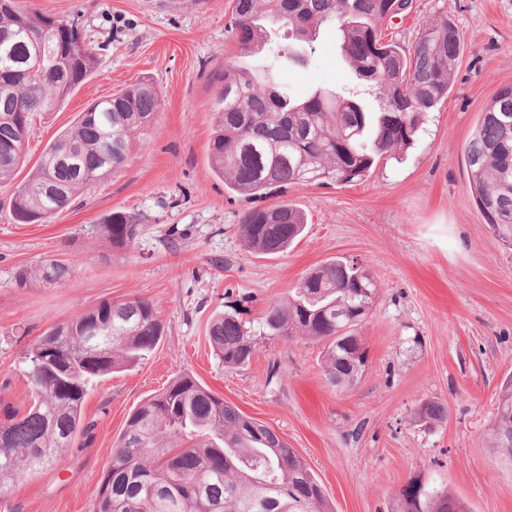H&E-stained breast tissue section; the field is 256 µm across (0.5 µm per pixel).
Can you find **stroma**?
I'll list each match as a JSON object with an SVG mask.
<instances>
[{
	"mask_svg": "<svg viewBox=\"0 0 512 512\" xmlns=\"http://www.w3.org/2000/svg\"><path fill=\"white\" fill-rule=\"evenodd\" d=\"M20 3L78 18L98 64L56 111L36 118L23 166L0 183V410L29 405L26 355L55 324L140 298L164 333L147 360L93 383L83 408L93 430L20 478L0 512H92L128 417L183 374L276 431L335 512H401L412 482L450 492L472 512H512V463L491 439L498 392L512 378V240L477 204L464 156L485 107L512 85V0H409L383 20L384 38L408 47L424 21L448 13L462 40L448 97L413 146L364 180L280 192L307 227L276 256L248 248L239 229L241 214L266 200L230 191L208 163L224 62L236 56L232 0ZM143 77L158 86L161 105L126 163L48 222L18 223L12 199L45 147L92 101ZM275 77L294 97L358 83L331 26L304 66L279 57ZM114 211L138 224L132 245L100 233ZM335 257L357 262L379 286L360 329L367 363L348 388L328 383L322 344L262 326L269 305ZM49 259L75 262L69 280L50 287L34 278ZM23 269L32 276L22 285ZM224 312L253 337L244 366L214 356L210 322ZM426 401L443 404L447 417L416 421Z\"/></svg>",
	"mask_w": 512,
	"mask_h": 512,
	"instance_id": "35a3bbf8",
	"label": "stroma"
}]
</instances>
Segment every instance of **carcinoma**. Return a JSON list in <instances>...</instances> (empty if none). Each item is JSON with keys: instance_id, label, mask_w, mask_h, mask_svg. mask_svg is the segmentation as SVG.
Wrapping results in <instances>:
<instances>
[{"instance_id": "cac0c4a2", "label": "carcinoma", "mask_w": 512, "mask_h": 512, "mask_svg": "<svg viewBox=\"0 0 512 512\" xmlns=\"http://www.w3.org/2000/svg\"><path fill=\"white\" fill-rule=\"evenodd\" d=\"M397 0H235L238 56L266 49L267 26L288 29L311 44L321 26L342 35L349 65L379 101L367 112L355 92L315 90L295 100L272 74L258 77L232 61L216 95L211 169L231 191L267 198L292 184H348L373 165L413 144L426 114L448 97L461 55L459 30L447 14L426 23L411 49L384 40L380 24ZM97 67V54L77 25L32 15L18 0H0V182L24 161L36 116L52 112ZM160 106L156 86L137 80L81 113L46 149L37 169L15 193L13 213L23 224L43 222L70 207L90 183L117 169ZM470 183L491 226L512 239V85L501 88L465 147ZM247 247L284 252L303 233L305 216L281 201L240 218ZM112 245L129 246L138 225L122 212L100 225ZM74 262L46 261L42 283L66 281ZM376 298V284L360 267L331 259L299 281L284 302L271 304L263 326L271 336L320 342L324 371L335 386H351L364 367L346 349L357 338ZM163 324L142 299L105 302L48 329L32 345L24 368L33 402L7 411L0 422V498L23 474L52 464L87 431L83 403L95 379L139 363L156 348ZM210 343L226 366L247 364L252 336L236 316L216 318ZM493 447L512 449V381L497 397ZM442 404L427 401L416 418L439 421ZM234 405L189 375L142 402L113 448L95 512H334L321 483L294 449L270 427L252 428ZM402 512H448L461 502L444 491L402 492Z\"/></svg>"}]
</instances>
